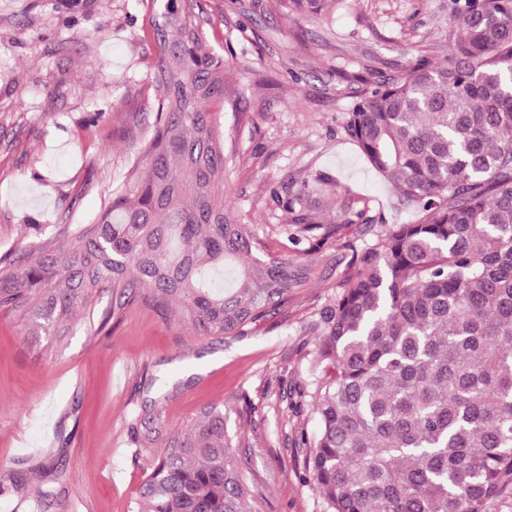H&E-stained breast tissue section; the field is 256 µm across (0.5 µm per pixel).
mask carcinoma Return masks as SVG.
Returning <instances> with one entry per match:
<instances>
[{
	"label": "carcinoma",
	"mask_w": 512,
	"mask_h": 512,
	"mask_svg": "<svg viewBox=\"0 0 512 512\" xmlns=\"http://www.w3.org/2000/svg\"><path fill=\"white\" fill-rule=\"evenodd\" d=\"M153 130L89 224H56L37 255L20 243L0 308L29 305L46 336L112 289L175 301L199 336L267 315L309 264L255 254L224 203V56L193 0H160ZM452 49L412 60L347 113L344 136L413 218L353 252L322 312V368L300 434L302 479L328 512H487L512 495V0H453ZM320 224L294 223L310 254ZM131 512H253L225 436L201 411L160 443Z\"/></svg>",
	"instance_id": "carcinoma-1"
}]
</instances>
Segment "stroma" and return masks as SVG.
<instances>
[{"instance_id": "obj_1", "label": "stroma", "mask_w": 512, "mask_h": 512, "mask_svg": "<svg viewBox=\"0 0 512 512\" xmlns=\"http://www.w3.org/2000/svg\"><path fill=\"white\" fill-rule=\"evenodd\" d=\"M155 0H0V276L48 224H85L145 143L157 101ZM451 0H199L224 55L227 200L260 251L294 254L282 200L308 191L310 222L338 225L287 303L234 336L203 337L177 307L111 291L68 336L0 308V500L29 512H128L161 439L224 409L255 512H326L301 474L313 431L320 314L353 248L393 218L390 183L343 137L347 112L415 56L443 62Z\"/></svg>"}]
</instances>
